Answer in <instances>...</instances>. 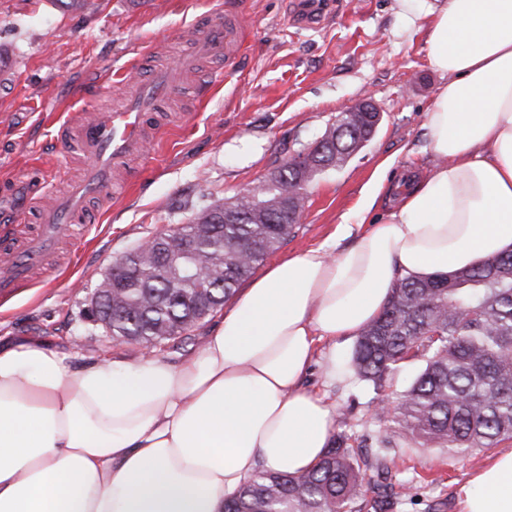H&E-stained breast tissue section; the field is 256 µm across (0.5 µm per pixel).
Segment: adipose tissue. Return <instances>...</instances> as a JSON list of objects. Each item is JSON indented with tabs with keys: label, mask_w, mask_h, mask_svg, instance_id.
Instances as JSON below:
<instances>
[{
	"label": "adipose tissue",
	"mask_w": 512,
	"mask_h": 512,
	"mask_svg": "<svg viewBox=\"0 0 512 512\" xmlns=\"http://www.w3.org/2000/svg\"><path fill=\"white\" fill-rule=\"evenodd\" d=\"M397 6L443 79L424 122L436 165L375 218L394 190L383 161L349 222L270 265L180 361L74 369L36 338L0 345V512H224L257 471L308 470L336 425L306 387L319 343L357 337L402 278L512 250V0ZM460 512H512V449L472 474Z\"/></svg>",
	"instance_id": "ef3b65f1"
}]
</instances>
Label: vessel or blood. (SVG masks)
<instances>
[{"mask_svg": "<svg viewBox=\"0 0 512 512\" xmlns=\"http://www.w3.org/2000/svg\"><path fill=\"white\" fill-rule=\"evenodd\" d=\"M244 43L239 20H225L203 34L196 55L231 58ZM196 56H184L166 64L148 81L129 77L121 111L94 117L68 114L55 118L56 145L69 153L79 151L86 159L83 178L72 184L66 196L49 206H40L39 222L25 238L14 228L0 229V297H8L31 283L35 272L44 270L53 253L73 225L84 222L88 200L112 192V173L131 154L144 151V124L148 112L163 97L177 93L184 73L194 71Z\"/></svg>", "mask_w": 512, "mask_h": 512, "instance_id": "vessel-or-blood-1", "label": "vessel or blood"}]
</instances>
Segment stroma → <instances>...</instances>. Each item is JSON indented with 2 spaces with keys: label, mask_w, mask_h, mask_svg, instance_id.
Listing matches in <instances>:
<instances>
[{
  "label": "stroma",
  "mask_w": 512,
  "mask_h": 512,
  "mask_svg": "<svg viewBox=\"0 0 512 512\" xmlns=\"http://www.w3.org/2000/svg\"><path fill=\"white\" fill-rule=\"evenodd\" d=\"M309 0H0V72L15 76L13 96L0 97V225L33 213L35 197L50 201L79 177V154L54 145L46 122L55 113L116 112L125 89L114 74L131 65L142 80L190 52L200 28L240 15L246 42L229 62L214 58L221 87L186 79L176 96L156 104L147 124L146 154L134 156L143 179L90 203L73 245L57 258L58 274L0 301V337L45 340L73 368L100 356L139 359L138 344L113 342L85 310L115 258L186 223L193 211L252 187L289 155L314 144L338 113L371 100L381 113L374 136L346 163L319 175L302 220L278 260L327 239L359 205L377 166L391 160L406 173L433 158L425 112L442 78L429 64L426 34L402 29L396 0H339L321 23L303 18ZM40 164L43 184L27 180ZM353 341L321 342L307 385L346 415L349 433L368 436L393 483L411 488L393 512H459L458 493L493 457L490 449L456 452L394 438L368 402L373 393L354 374Z\"/></svg>",
  "instance_id": "obj_1"
}]
</instances>
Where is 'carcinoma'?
Instances as JSON below:
<instances>
[{
  "label": "carcinoma",
  "mask_w": 512,
  "mask_h": 512,
  "mask_svg": "<svg viewBox=\"0 0 512 512\" xmlns=\"http://www.w3.org/2000/svg\"><path fill=\"white\" fill-rule=\"evenodd\" d=\"M374 118L360 113L354 123L327 126L323 136L336 140V166L359 147ZM316 176L285 164L275 181L263 177L248 194L199 209L179 227L196 247L179 259L178 280L156 248L139 244L125 253L117 274L122 284L112 296L110 336L152 353L189 338L286 240ZM201 276L208 279L209 299L199 305L188 284ZM415 360L424 368L382 417L399 437L463 449L495 448L512 439V252L481 266L394 285L387 306L357 337L351 366L373 389L374 403L400 368ZM383 467L362 442L338 433L305 473L261 470L247 478L224 499V512H361L368 471Z\"/></svg>",
  "instance_id": "1"
}]
</instances>
